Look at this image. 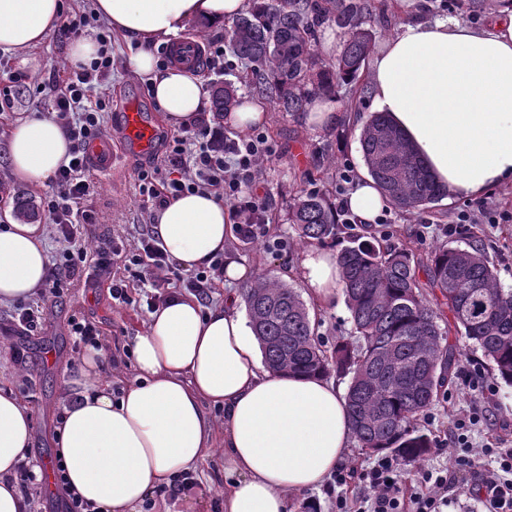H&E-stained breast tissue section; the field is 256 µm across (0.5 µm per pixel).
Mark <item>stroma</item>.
I'll use <instances>...</instances> for the list:
<instances>
[{
	"label": "stroma",
	"mask_w": 512,
	"mask_h": 512,
	"mask_svg": "<svg viewBox=\"0 0 512 512\" xmlns=\"http://www.w3.org/2000/svg\"><path fill=\"white\" fill-rule=\"evenodd\" d=\"M385 2V12L375 11L366 18L367 28L375 35L372 51L376 54L400 23L422 11L425 0ZM69 46V41L51 36L24 54L12 55L11 71L22 74L26 86L16 118L39 111L33 85L50 80L62 70ZM128 56L127 41L113 35L109 115H116L125 100L133 99L139 102L147 120L158 127L160 135H169L172 127L163 118L146 79L128 71ZM239 93L259 100L265 109V119L258 129L268 136L274 153L264 165L257 190L268 202L266 239L279 238L287 246L280 251L272 250L267 248L266 239L243 241L232 232L226 239L225 250L248 265L255 275L268 276L298 289L302 286L298 269L304 246L288 221L289 202L301 189L339 190L340 174L345 170L353 180L365 177L359 135L373 112L371 97L354 93L350 85H340L331 105L342 122L319 129L306 119L278 111L272 100L259 95L253 86H241ZM164 152L163 144L159 143L152 154L130 153L122 169L94 173L97 191L89 205L99 222L88 228V249H95L117 234L133 242L145 231L146 213L138 194L137 172L149 167L155 156ZM466 212L481 214L480 224L458 223V214ZM390 218V223L382 225V232L419 256L440 245L464 244L471 232H478L501 285L512 288V182L493 188L478 200L461 197L451 203L440 201L432 214L394 209ZM128 295L127 302L113 300L107 279L90 275L86 283L78 284L67 297L52 304L45 322L30 331L12 322L8 304H0V389L30 405L35 415L36 437L25 456L33 471L43 470L56 455L57 417L65 402L63 381L73 372L78 358L71 334L72 319L85 318L95 323L107 358L116 364L122 380L131 378L132 341L145 328L150 311L146 290L139 283H131ZM309 310L319 317L316 332L327 344L351 335V315L343 294H336L326 304L310 305ZM451 342L458 353L459 372L453 384L442 389L430 413L419 421L420 428L435 440L425 460L429 467L453 465L457 440L452 420L474 409L481 412L482 421L472 433L473 445L491 448L498 442L512 441V386L495 378L490 363L472 341L456 335ZM494 465V459L488 456L481 466L463 468L457 492L448 496L446 512H487L479 491L481 474ZM223 483L224 459L214 451L193 489L199 512H220L216 492Z\"/></svg>",
	"instance_id": "35a3bbf8"
}]
</instances>
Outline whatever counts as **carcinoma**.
Here are the masks:
<instances>
[{"label":"carcinoma","instance_id":"1","mask_svg":"<svg viewBox=\"0 0 512 512\" xmlns=\"http://www.w3.org/2000/svg\"><path fill=\"white\" fill-rule=\"evenodd\" d=\"M464 18L486 0H448ZM364 0H254L224 28L232 53L246 61L244 79L280 111L300 116L318 97H336V84L362 73L374 42L363 27ZM333 22L345 30L341 52L325 61L317 32ZM238 90L231 82L212 93L211 108L230 111ZM368 175L400 211L428 212L446 190L406 138L382 113L367 120L359 138ZM288 220L306 243L344 240L337 253L354 336L326 346L295 288L258 278L244 291L249 323L275 370L349 378L346 395L354 441L366 453H388L404 467L424 461L434 441L418 419L435 405L456 373V350L444 312L488 359L494 376L512 385V288L473 238L466 246H440L424 258L385 235L349 232L336 220L325 192H302ZM426 275L421 282L419 273Z\"/></svg>","mask_w":512,"mask_h":512}]
</instances>
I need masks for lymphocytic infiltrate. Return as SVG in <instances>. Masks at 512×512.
I'll list each match as a JSON object with an SVG mask.
<instances>
[{
	"mask_svg": "<svg viewBox=\"0 0 512 512\" xmlns=\"http://www.w3.org/2000/svg\"><path fill=\"white\" fill-rule=\"evenodd\" d=\"M95 28L101 44L97 58L90 64L67 69L64 79H55L39 87L42 100L48 102L54 119L65 129L72 143L70 160L61 166L51 181L50 190L40 199V208L60 248L52 255L37 299L17 301L13 314L22 325L33 327L44 320L50 304L57 302L80 280L86 266L107 276L113 299L126 301L130 280L148 285V308L159 307L170 296L172 283L200 300L210 297L215 276L222 265L180 275L174 261L158 246L152 232H143L135 245L115 236L95 253H88L83 234L86 225L96 223L86 202L96 191L89 177L87 145L103 132L102 114L111 98L112 55L108 25L93 13H78L67 18L56 35L74 40L87 28ZM273 149L266 135L234 139L220 127L194 120L179 127L167 145L161 164L140 169L137 177L149 209L155 210L171 199L195 192H208L229 203L237 218L236 231L244 240L266 235L268 206L253 190L264 163ZM481 420L478 412L456 416L457 441L464 449L455 466L419 470L414 485H406L402 467L383 457L362 476V508L350 506L344 496H336L334 512H442L448 503L449 489L458 487L457 469L474 466L484 452L472 447L468 433ZM498 469L485 472L482 488L489 512H512V448L497 451Z\"/></svg>",
	"mask_w": 512,
	"mask_h": 512,
	"instance_id": "f902f5d3",
	"label": "lymphocytic infiltrate"
}]
</instances>
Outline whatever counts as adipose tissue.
Here are the masks:
<instances>
[{
  "label": "adipose tissue",
  "mask_w": 512,
  "mask_h": 512,
  "mask_svg": "<svg viewBox=\"0 0 512 512\" xmlns=\"http://www.w3.org/2000/svg\"><path fill=\"white\" fill-rule=\"evenodd\" d=\"M248 0H93L95 12L128 43L131 72L147 78L168 122L180 126L207 105L199 75L158 68L154 47L196 22L220 25ZM63 20L62 0H0V50L22 53ZM374 108L412 142L449 198L478 199L512 180V9L482 28L458 17L417 16L398 26L378 56L370 84ZM60 124L34 116L17 121L7 154L13 176L47 181L69 161ZM163 248L191 271L223 256L225 283L253 280L225 254L228 210L207 192L171 200L155 215ZM41 224L0 226V304L32 296L48 256ZM305 288L322 303L341 284L332 251L307 248ZM229 293L203 308L175 295L151 313L133 339L134 377L113 393L100 372L105 354L89 349L65 384L73 398L57 429L70 492L88 512H143L164 501L177 479L197 474L208 451L224 457L223 512H288V496L322 487L354 438L340 388L318 374L275 371ZM224 412L210 420L206 407ZM34 439L28 408L0 392V512H27L12 475Z\"/></svg>",
  "instance_id": "obj_1"
}]
</instances>
